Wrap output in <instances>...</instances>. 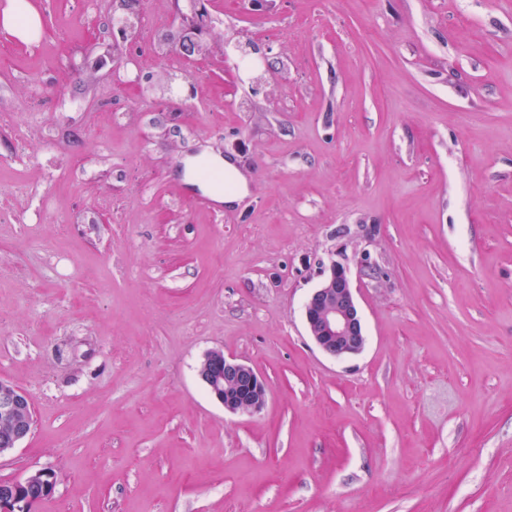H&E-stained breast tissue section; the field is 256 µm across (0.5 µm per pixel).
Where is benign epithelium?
<instances>
[{"mask_svg":"<svg viewBox=\"0 0 512 512\" xmlns=\"http://www.w3.org/2000/svg\"><path fill=\"white\" fill-rule=\"evenodd\" d=\"M195 30H186L176 43L175 51L189 57L200 51ZM304 320L314 344L326 356L342 359L362 353L368 338L349 269L333 260L329 273L314 289L304 304ZM210 396L232 414L253 415L266 405L268 385L254 368L220 349L208 351L198 370ZM32 400L27 391L0 381V416L11 421V428L0 441V456L18 447L33 429ZM56 475L40 469L21 480L0 481V512H28L33 501L31 493L39 499L54 490Z\"/></svg>","mask_w":512,"mask_h":512,"instance_id":"7a95c632","label":"benign epithelium"}]
</instances>
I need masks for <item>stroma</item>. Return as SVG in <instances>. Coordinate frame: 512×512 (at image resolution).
Returning <instances> with one entry per match:
<instances>
[{
  "label": "stroma",
  "instance_id": "1",
  "mask_svg": "<svg viewBox=\"0 0 512 512\" xmlns=\"http://www.w3.org/2000/svg\"><path fill=\"white\" fill-rule=\"evenodd\" d=\"M31 0L0 26V380L37 512H512V0ZM181 87L173 97L170 87ZM233 161L240 203L188 196ZM348 263L368 342L304 303ZM262 374L234 415L197 369ZM3 27L23 41L30 42L36 18L27 13L26 4L22 0H8L3 9ZM210 396L232 414L253 415L266 405L268 385L254 368L220 349L208 351L198 370ZM32 400L27 391L0 381V416L11 421V428L0 442V456L17 448L33 429L31 420Z\"/></svg>",
  "mask_w": 512,
  "mask_h": 512
}]
</instances>
